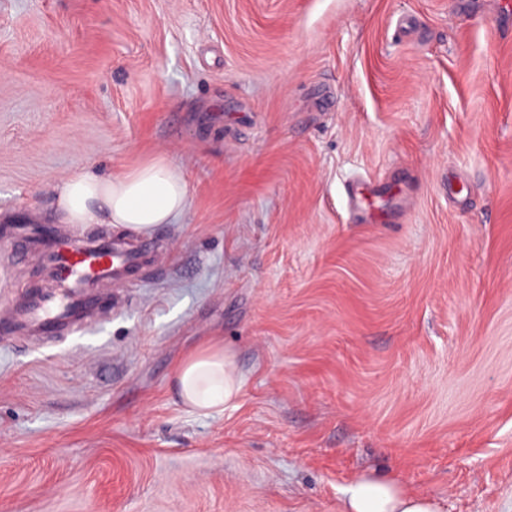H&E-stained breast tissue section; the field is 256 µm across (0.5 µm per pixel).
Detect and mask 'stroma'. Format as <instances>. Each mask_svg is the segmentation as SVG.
<instances>
[{"label": "stroma", "mask_w": 512, "mask_h": 512, "mask_svg": "<svg viewBox=\"0 0 512 512\" xmlns=\"http://www.w3.org/2000/svg\"><path fill=\"white\" fill-rule=\"evenodd\" d=\"M153 158L161 274L0 340V512H339L364 474L512 512L506 0H0V312L46 275L11 226L123 239L53 187ZM214 341L246 385L201 417ZM18 241L14 244V252L16 259L23 263L31 256V249L36 237H43L40 232V226L36 224H24L16 231ZM175 383L181 402L193 412L208 417L236 406L245 379L233 350L214 342L182 360Z\"/></svg>", "instance_id": "1"}]
</instances>
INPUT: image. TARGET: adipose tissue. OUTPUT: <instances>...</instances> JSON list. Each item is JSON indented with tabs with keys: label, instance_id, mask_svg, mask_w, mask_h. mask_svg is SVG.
<instances>
[{
	"label": "adipose tissue",
	"instance_id": "ef3b65f1",
	"mask_svg": "<svg viewBox=\"0 0 512 512\" xmlns=\"http://www.w3.org/2000/svg\"><path fill=\"white\" fill-rule=\"evenodd\" d=\"M57 208L68 224H115L134 234L174 223L187 209V184L168 161L142 162L127 172L99 177L77 169L56 187ZM175 383L181 402L210 416L236 406L245 379L233 350L214 342L186 356ZM443 500L408 490L381 476L354 480L340 512H446Z\"/></svg>",
	"mask_w": 512,
	"mask_h": 512
}]
</instances>
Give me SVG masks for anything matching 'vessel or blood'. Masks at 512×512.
<instances>
[{"mask_svg":"<svg viewBox=\"0 0 512 512\" xmlns=\"http://www.w3.org/2000/svg\"><path fill=\"white\" fill-rule=\"evenodd\" d=\"M16 235L14 252L21 262L30 258L36 237H44L46 257L54 269L57 286L30 295L15 314H0V335L4 337L21 331L54 336L76 330L100 305V288L128 281L133 273L157 263L153 244L148 240L109 248L55 231L44 236L33 224L18 228Z\"/></svg>","mask_w":512,"mask_h":512,"instance_id":"b4317fda","label":"vessel or blood"}]
</instances>
